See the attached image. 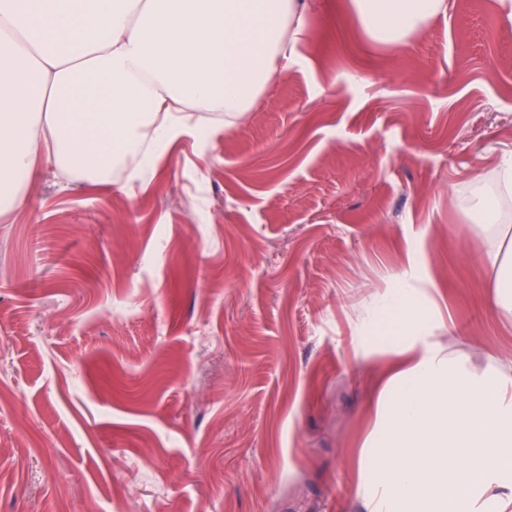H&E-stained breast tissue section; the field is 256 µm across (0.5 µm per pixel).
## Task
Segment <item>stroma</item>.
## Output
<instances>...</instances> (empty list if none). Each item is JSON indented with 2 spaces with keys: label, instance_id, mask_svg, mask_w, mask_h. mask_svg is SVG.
Masks as SVG:
<instances>
[{
  "label": "stroma",
  "instance_id": "obj_1",
  "mask_svg": "<svg viewBox=\"0 0 512 512\" xmlns=\"http://www.w3.org/2000/svg\"><path fill=\"white\" fill-rule=\"evenodd\" d=\"M447 2L392 46L317 0L232 129L136 181L40 169L0 221V512H359L387 356L351 329L404 270L453 351L512 368L502 237L459 206L512 154V12ZM496 266L494 280V297L499 312L512 317V246L510 256Z\"/></svg>",
  "mask_w": 512,
  "mask_h": 512
}]
</instances>
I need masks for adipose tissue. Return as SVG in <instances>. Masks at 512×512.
I'll return each instance as SVG.
<instances>
[{"instance_id": "ef3b65f1", "label": "adipose tissue", "mask_w": 512, "mask_h": 512, "mask_svg": "<svg viewBox=\"0 0 512 512\" xmlns=\"http://www.w3.org/2000/svg\"><path fill=\"white\" fill-rule=\"evenodd\" d=\"M446 0H349L373 40L401 44ZM307 0H0V218L51 164L107 183L157 157L194 112L232 127L281 73ZM399 273L353 328L356 353L389 321L355 492L364 512H512V375L473 370L443 311Z\"/></svg>"}]
</instances>
